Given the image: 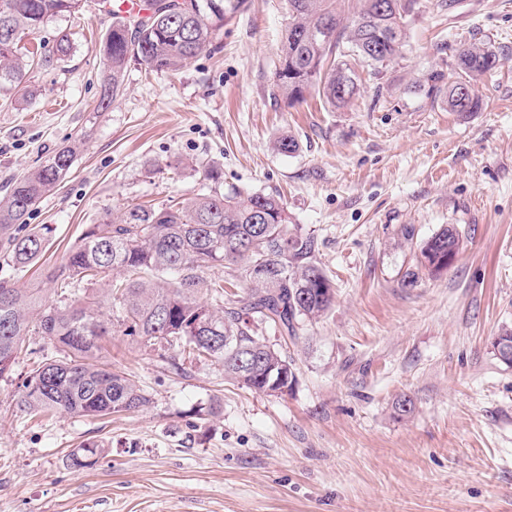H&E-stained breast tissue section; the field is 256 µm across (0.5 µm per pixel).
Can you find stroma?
<instances>
[{
	"instance_id": "35a3bbf8",
	"label": "stroma",
	"mask_w": 512,
	"mask_h": 512,
	"mask_svg": "<svg viewBox=\"0 0 512 512\" xmlns=\"http://www.w3.org/2000/svg\"><path fill=\"white\" fill-rule=\"evenodd\" d=\"M287 17V0H245L212 51L181 69L130 61L123 92L102 109L112 16L86 0L36 34L48 62L23 90L0 93V190L80 146L27 219L50 228L39 265L15 272L0 240V281L59 302L43 270L86 225L134 204L237 190L281 197L335 289L295 338L262 328L294 364L285 395L238 387L219 363L184 354L176 373L112 335L102 361L148 406L30 413L17 398L32 352L56 353L31 337V353L0 378V512H512V368L491 350L512 328V0H420L402 57L375 76L358 67L341 108L315 94L270 98ZM63 32L72 48L59 58ZM475 42L499 63L476 83L478 111H449L455 54ZM282 136L294 153L274 149ZM448 224L462 239L452 265L405 286L421 243ZM404 395L413 411L402 416ZM92 444L98 462L73 467L70 452Z\"/></svg>"
}]
</instances>
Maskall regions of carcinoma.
Wrapping results in <instances>:
<instances>
[{"label":"carcinoma","instance_id":"obj_1","mask_svg":"<svg viewBox=\"0 0 512 512\" xmlns=\"http://www.w3.org/2000/svg\"><path fill=\"white\" fill-rule=\"evenodd\" d=\"M242 0H153L136 25L115 16L102 42L109 75L99 107L123 90L127 64L176 71L209 51L216 31ZM288 0L279 66L269 94L302 103L315 91L326 103L347 105L359 76L344 58L378 69L406 46V17L418 0ZM0 89L20 85L38 52L20 53L22 40L51 17L80 10L82 0H0ZM458 76L448 88V109L475 112L477 93L462 100L457 89L475 87L494 69L496 52L472 44L456 54ZM79 146H66L15 180L0 198V235L8 262L19 272L39 260L46 232L26 228L33 206L66 177ZM291 218L280 197L239 193L201 194L157 206H132L100 224H89L79 242L48 279L73 292L64 305L49 304L40 288L0 285V377L12 371L27 337L43 336L57 356L43 357L28 372L18 403L28 411L106 416L136 410L150 398L125 374L98 361L99 341L118 333L145 347L167 344L195 358L220 363L224 379L241 388L268 392L294 387L288 356L259 336L272 323L294 334L303 320L322 317L332 305L330 280L315 261V239L289 229ZM454 225L443 226L421 247L419 268L430 274L448 269V249L459 248ZM225 263L241 265L246 283L238 306L224 307V285L215 282L199 297L201 272ZM106 288L99 290L95 285ZM119 307L116 322L100 311L97 293ZM103 453L94 445L71 454V465L91 468Z\"/></svg>","mask_w":512,"mask_h":512}]
</instances>
